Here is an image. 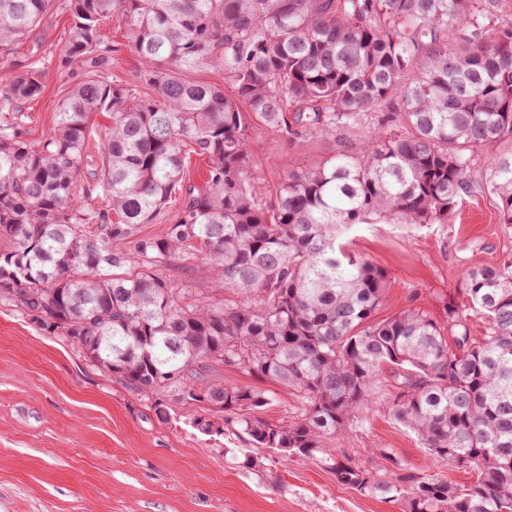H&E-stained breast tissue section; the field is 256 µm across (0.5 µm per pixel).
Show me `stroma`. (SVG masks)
<instances>
[{"instance_id": "stroma-1", "label": "stroma", "mask_w": 512, "mask_h": 512, "mask_svg": "<svg viewBox=\"0 0 512 512\" xmlns=\"http://www.w3.org/2000/svg\"><path fill=\"white\" fill-rule=\"evenodd\" d=\"M68 22V13L52 8L24 52L56 53ZM81 78V70L48 66L42 94L21 104L31 139L50 134L62 100ZM366 134L358 126L289 145L252 122L258 195L270 200L285 169H309L342 147L360 148ZM510 151L505 142L479 155L449 223L373 219L339 238L387 274L374 320L411 307L442 320L469 268L512 263V224L500 221L488 168L489 159ZM394 385L393 368H383L367 412L347 438L328 440V448L376 467L384 464L376 449L389 448L410 471L473 484L477 470L436 462L393 418ZM200 415L173 401L168 420L158 419L150 399L92 367L32 316L0 303V512H399L339 484L322 462L258 447L241 432H204L196 424ZM249 456L256 467H246Z\"/></svg>"}]
</instances>
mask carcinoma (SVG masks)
Listing matches in <instances>:
<instances>
[{
  "label": "carcinoma",
  "instance_id": "cac0c4a2",
  "mask_svg": "<svg viewBox=\"0 0 512 512\" xmlns=\"http://www.w3.org/2000/svg\"><path fill=\"white\" fill-rule=\"evenodd\" d=\"M52 2L0 0V302L153 398L162 420L170 398L201 405L203 431L238 428L257 446L318 456L341 485L401 512H512V265L469 269L442 323L415 308L374 322L387 274L336 248L341 229L373 217L448 223L474 157L512 142V19L472 0H63L72 21L57 67L87 69L32 143L19 103L42 93L49 60L14 56ZM113 17L144 94L110 79L115 48L101 29ZM206 66L224 83L185 77ZM95 114L107 124L94 145ZM371 114L359 150L289 168L270 202L257 196L252 120L292 143ZM192 153L209 162L201 187L185 185ZM492 169L512 224V153ZM194 259L244 302L160 272ZM472 312L488 320L478 341ZM211 362L295 390L298 414L286 426L255 416L268 390L205 381ZM384 365L397 369L395 420L437 461L478 470L474 485L409 473L388 448L385 472L325 448L348 434Z\"/></svg>",
  "mask_w": 512,
  "mask_h": 512
}]
</instances>
